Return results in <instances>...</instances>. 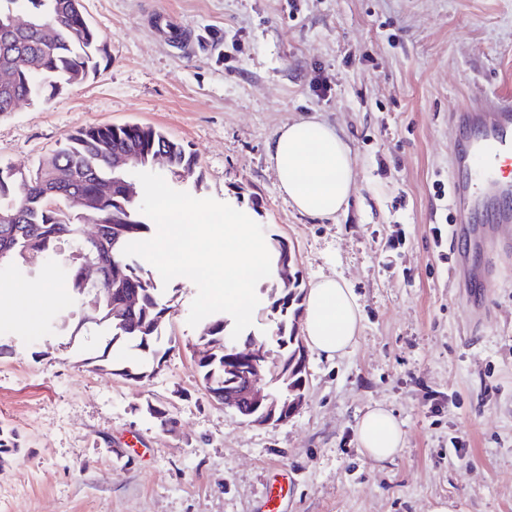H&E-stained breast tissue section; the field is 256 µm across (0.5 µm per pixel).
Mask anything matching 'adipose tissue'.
<instances>
[{"label":"adipose tissue","instance_id":"adipose-tissue-1","mask_svg":"<svg viewBox=\"0 0 512 512\" xmlns=\"http://www.w3.org/2000/svg\"><path fill=\"white\" fill-rule=\"evenodd\" d=\"M281 190L301 213L328 217L346 207L356 177L347 142L336 128L309 119L285 125L268 146ZM307 344L333 359L344 355L359 332V305L350 288L326 278L312 286L304 301ZM358 440L373 460L394 458L404 445L400 423L380 406L357 424Z\"/></svg>","mask_w":512,"mask_h":512}]
</instances>
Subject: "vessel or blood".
<instances>
[{
	"label": "vessel or blood",
	"mask_w": 512,
	"mask_h": 512,
	"mask_svg": "<svg viewBox=\"0 0 512 512\" xmlns=\"http://www.w3.org/2000/svg\"><path fill=\"white\" fill-rule=\"evenodd\" d=\"M464 119L477 133L457 147L461 176L450 182L448 195L456 232L481 252L498 246L503 227L512 223V98H480L466 108ZM453 275L483 297L493 286L481 265L457 264Z\"/></svg>",
	"instance_id": "1"
}]
</instances>
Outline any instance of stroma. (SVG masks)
<instances>
[{
    "label": "stroma",
    "instance_id": "35a3bbf8",
    "mask_svg": "<svg viewBox=\"0 0 512 512\" xmlns=\"http://www.w3.org/2000/svg\"><path fill=\"white\" fill-rule=\"evenodd\" d=\"M106 55L99 74L47 101L0 114V161L32 168L68 134L150 125L180 141L197 175L170 187L244 212L294 247L304 287L352 288L360 331L351 350L307 356L306 399L288 422L244 423L207 393L187 317L197 288L162 290L175 313L151 375L89 369L110 346L81 324L83 301L60 275L0 271V301L38 288L27 314L0 311V426L21 448L0 471V512H263L275 474L281 512H512V254L436 243L457 174L462 129L449 115L476 96H512V0H83ZM316 117L348 142L357 177L347 209L298 212L267 147ZM497 269L483 307L450 271L462 256ZM261 280L248 338L276 359ZM68 330L46 328L60 309ZM178 426L163 431L148 404ZM402 424L391 460L367 458L356 426L374 405ZM465 444L450 453L451 439Z\"/></svg>",
    "mask_w": 512,
    "mask_h": 512
}]
</instances>
